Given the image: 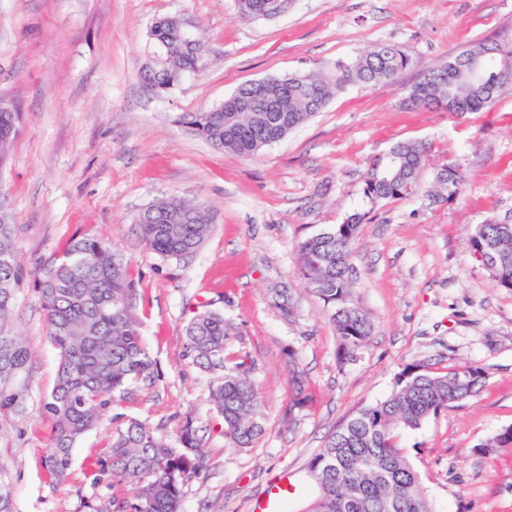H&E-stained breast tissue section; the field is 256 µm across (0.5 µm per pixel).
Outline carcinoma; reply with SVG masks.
I'll use <instances>...</instances> for the list:
<instances>
[{
  "label": "carcinoma",
  "mask_w": 512,
  "mask_h": 512,
  "mask_svg": "<svg viewBox=\"0 0 512 512\" xmlns=\"http://www.w3.org/2000/svg\"><path fill=\"white\" fill-rule=\"evenodd\" d=\"M154 56L165 57L142 70V78L172 88L184 75L198 73L206 59L192 53L182 31L164 18L149 34ZM481 56L492 62L484 81L471 80L463 58ZM411 63L408 53L382 45L351 63L336 61L316 74L276 77L262 87L245 83L241 95L228 97L222 109L183 113L179 123L215 147L239 156H252L262 147L321 111L333 93L350 83L391 82ZM453 68H435L408 91L416 106L436 107L443 100L454 113L477 112L506 90L497 74L512 72V47L483 45L460 53ZM250 102L267 121L244 112ZM21 112L12 105L0 112V169L6 166L19 131ZM426 147L401 142L370 165L363 196L372 205L399 199L420 189ZM466 182L464 173L448 164L437 171L433 194L457 198ZM365 214L316 234L298 246V273L322 300L336 328L343 354L364 345L372 333L369 314L352 297L349 273L353 245ZM136 224L146 246L164 257L196 252L211 232L208 216L199 206L180 199L158 201L141 213ZM490 244L498 265L490 269L500 288L512 287V224L488 221L477 226L471 239L474 252ZM34 277V287L46 316L48 337L57 353L56 382L40 402V412L53 422L50 443L43 449L44 467L56 485L71 475L72 452L118 399L136 384L153 385L159 369L144 342L135 312L136 290L127 263L105 242L88 237L71 239L62 256L43 262L34 272L21 262L17 225L10 202L0 197V414L21 415L29 396L27 374L33 353L16 332L13 308L17 291ZM224 314L203 310L185 328L186 356L213 374L209 401L224 422V436L235 447H249L262 433L260 396L245 361L228 367ZM483 371L463 366L438 374L406 366L385 400L362 406L326 440L307 465L316 494L303 512H434L423 494L419 477L398 446L399 431H417L448 406L474 396ZM205 460L198 429L185 420L179 446L157 430L131 419L105 449L103 472L125 485L132 502L113 504V512H178L184 486L201 471Z\"/></svg>",
  "instance_id": "1"
}]
</instances>
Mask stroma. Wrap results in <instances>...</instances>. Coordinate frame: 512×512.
<instances>
[{"label": "stroma", "mask_w": 512, "mask_h": 512, "mask_svg": "<svg viewBox=\"0 0 512 512\" xmlns=\"http://www.w3.org/2000/svg\"><path fill=\"white\" fill-rule=\"evenodd\" d=\"M187 18L208 65L156 95L141 82L149 31ZM512 45V0H292L272 17H240L236 0H0V95L19 102L20 130L0 189L10 196L21 261L35 269L72 238L109 242L129 263L141 331L161 374L113 405L77 445L68 485L41 462L52 424L38 407L56 379L34 288L14 319L30 344L28 415H0V485L11 512H113L127 489L97 459L138 418L177 440L192 418L207 453L180 512H254L274 485H292L285 512L314 493L305 468L360 407L387 398L407 364L445 372L482 368L477 395L403 432L400 445L435 512H512V445L475 448L512 427V288L496 286L471 247L477 225L512 223V89L478 112L406 102L428 69L478 44ZM380 44L412 63L387 84L353 83L256 155L217 149L178 115L223 103L247 82L303 75ZM428 148L422 193L365 210L369 165L396 143ZM466 174L453 200L430 195L437 171ZM175 196L201 205L213 231L193 254L148 249L138 215ZM367 211L354 242L353 296L370 339L349 358L322 301L296 274L297 247ZM287 289L292 316L269 300ZM223 312L226 358H248L261 400L262 436L231 447L209 405L211 376L185 352L195 312Z\"/></svg>", "instance_id": "stroma-1"}]
</instances>
